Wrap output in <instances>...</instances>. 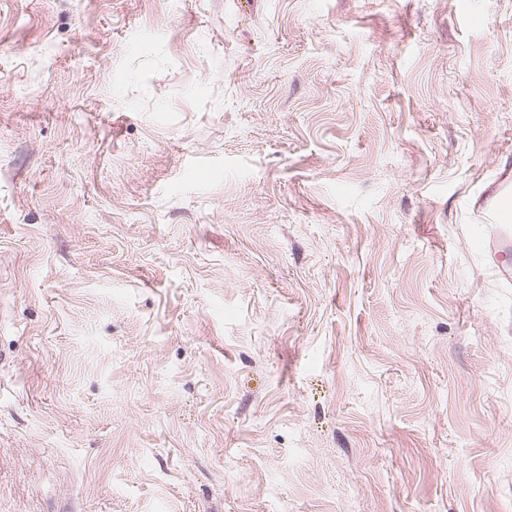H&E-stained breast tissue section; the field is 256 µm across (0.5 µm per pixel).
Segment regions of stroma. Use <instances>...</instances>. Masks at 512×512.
Here are the masks:
<instances>
[{
  "label": "stroma",
  "mask_w": 512,
  "mask_h": 512,
  "mask_svg": "<svg viewBox=\"0 0 512 512\" xmlns=\"http://www.w3.org/2000/svg\"><path fill=\"white\" fill-rule=\"evenodd\" d=\"M512 0H0V512H512Z\"/></svg>",
  "instance_id": "stroma-1"
}]
</instances>
